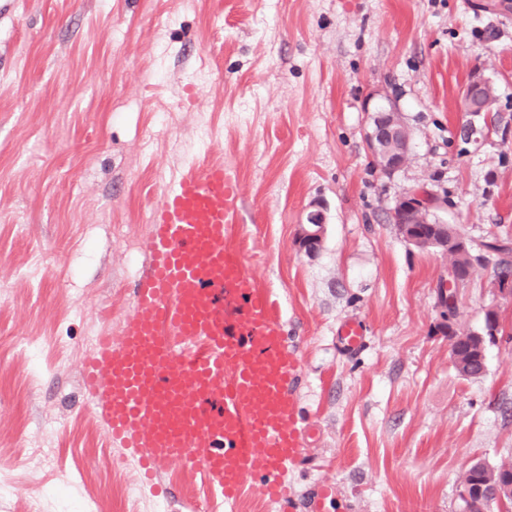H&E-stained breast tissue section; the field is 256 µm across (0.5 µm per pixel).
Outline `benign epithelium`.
Masks as SVG:
<instances>
[{
  "label": "benign epithelium",
  "mask_w": 512,
  "mask_h": 512,
  "mask_svg": "<svg viewBox=\"0 0 512 512\" xmlns=\"http://www.w3.org/2000/svg\"><path fill=\"white\" fill-rule=\"evenodd\" d=\"M493 83L484 74L475 73L462 92L461 104L467 114L476 117L490 110L495 96L492 92ZM369 152L386 175H393L405 164L411 143L413 130L402 119L399 110L392 105L377 109L370 115L369 128L365 133ZM448 206V199L434 197L422 189L411 188L398 197L390 206V221L404 225L405 240L411 245H419L426 240L422 224L432 225L431 238L439 240L442 252H448L446 225L439 221L435 210ZM325 224L320 213H312L308 217V227L298 239L299 251L313 255L323 244ZM512 497V476L500 478L496 483L480 490L481 501H475L466 487H461L460 499L462 512H486L491 505L499 507L505 503V497Z\"/></svg>",
  "instance_id": "7a95c632"
}]
</instances>
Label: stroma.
<instances>
[{"label":"stroma","instance_id":"obj_1","mask_svg":"<svg viewBox=\"0 0 512 512\" xmlns=\"http://www.w3.org/2000/svg\"><path fill=\"white\" fill-rule=\"evenodd\" d=\"M485 2L0 0V512L34 494L43 512H278L260 475L221 506L178 463L128 500L141 472L83 383L85 342L120 338L137 314L153 204L212 158L242 187L232 244L301 356L299 499L328 481L322 512H461L468 466L512 461V338L465 378L448 336L491 309L512 329V299L488 263L447 320V257L388 215L416 186L447 198L438 217L473 246L512 239V9ZM477 72L498 99L472 118L461 96ZM390 102L414 138L387 177L365 130ZM315 211L325 237L306 255L296 240ZM352 319L365 341L348 354L336 331Z\"/></svg>","mask_w":512,"mask_h":512}]
</instances>
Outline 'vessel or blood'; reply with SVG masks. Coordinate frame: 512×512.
Here are the masks:
<instances>
[{
	"label": "vessel or blood",
	"instance_id": "obj_1",
	"mask_svg": "<svg viewBox=\"0 0 512 512\" xmlns=\"http://www.w3.org/2000/svg\"><path fill=\"white\" fill-rule=\"evenodd\" d=\"M238 178L223 162L192 165L164 191L150 221L148 263L133 285L138 316L119 341L102 337L84 385L113 443L145 479L168 463L199 468L225 500L256 469L281 512H297L285 476L299 458L296 349L279 306L232 246L241 222ZM338 342L364 344L360 322Z\"/></svg>",
	"mask_w": 512,
	"mask_h": 512
}]
</instances>
